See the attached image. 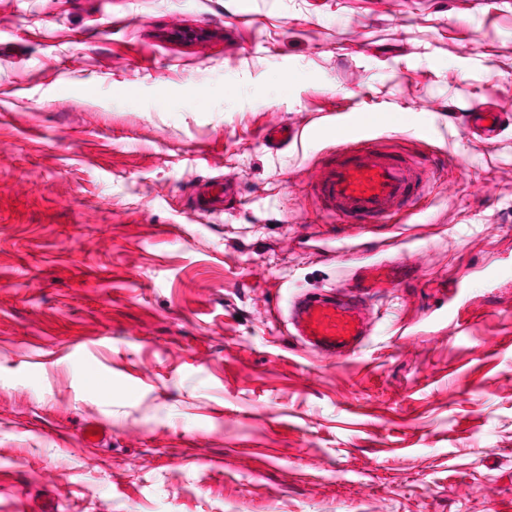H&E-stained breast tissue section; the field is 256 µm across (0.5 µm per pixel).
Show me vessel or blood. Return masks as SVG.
I'll list each match as a JSON object with an SVG mask.
<instances>
[{
	"label": "vessel or blood",
	"instance_id": "vessel-or-blood-1",
	"mask_svg": "<svg viewBox=\"0 0 512 512\" xmlns=\"http://www.w3.org/2000/svg\"><path fill=\"white\" fill-rule=\"evenodd\" d=\"M504 123L503 113L490 103H479L466 114L464 131L490 141ZM297 136L293 126L274 125L265 130L263 139L268 148L279 150ZM431 165L429 157L392 152L370 136L340 132L335 147L318 159L309 190L331 224H386L398 215L413 214L425 194ZM234 195V189L220 178H210L198 184L193 210L205 216L221 214ZM375 289L372 270L364 267L353 283L294 295L288 303L286 327L320 357L349 359L370 334L365 308ZM80 440L88 448L104 447L111 441V429L99 420L85 422Z\"/></svg>",
	"mask_w": 512,
	"mask_h": 512
}]
</instances>
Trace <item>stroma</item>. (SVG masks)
Listing matches in <instances>:
<instances>
[{
    "label": "stroma",
    "mask_w": 512,
    "mask_h": 512,
    "mask_svg": "<svg viewBox=\"0 0 512 512\" xmlns=\"http://www.w3.org/2000/svg\"><path fill=\"white\" fill-rule=\"evenodd\" d=\"M485 98L512 115V0H0V512H512V126L456 118ZM365 116L436 165L335 231L310 177ZM213 175L237 201L191 217ZM387 262L358 355L274 324ZM505 123L502 112H496L489 102L476 104L465 116V133L481 141L496 139ZM298 137V130L291 125H274L268 127L263 139L268 148L279 150ZM88 431H92V434H88ZM93 437H96V440H93ZM80 440L85 447L102 448L111 441V429L100 420L87 421L83 424Z\"/></svg>",
    "instance_id": "1"
}]
</instances>
